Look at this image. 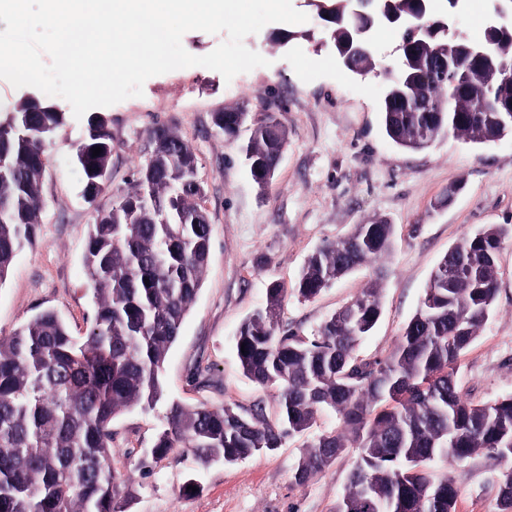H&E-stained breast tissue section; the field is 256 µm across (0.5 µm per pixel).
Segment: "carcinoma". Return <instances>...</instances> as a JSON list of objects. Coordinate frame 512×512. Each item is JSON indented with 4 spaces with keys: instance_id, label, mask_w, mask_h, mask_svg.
Returning a JSON list of instances; mask_svg holds the SVG:
<instances>
[{
    "instance_id": "cac0c4a2",
    "label": "carcinoma",
    "mask_w": 512,
    "mask_h": 512,
    "mask_svg": "<svg viewBox=\"0 0 512 512\" xmlns=\"http://www.w3.org/2000/svg\"><path fill=\"white\" fill-rule=\"evenodd\" d=\"M333 15L339 54L358 19L342 5ZM439 20L425 11L423 33L396 30L407 65L381 101L387 137L422 151L447 136L472 145L508 136L512 126L501 118L512 107V31L482 33L485 54L474 59L466 43L437 30ZM350 63L364 74L376 68L367 51ZM235 116L213 115L227 139L237 138ZM64 122V113L40 102L0 106V284L18 251L37 238L46 148ZM149 141L151 157L119 203L94 211L83 268L96 313L83 340L53 310L0 338V512H120L130 497L126 463L112 451V421L163 400L162 367L202 288L211 248L204 189H192L194 150L163 124ZM287 143L273 112L248 130L241 152L259 194ZM112 149L108 118L90 116L74 153L83 191L101 192L96 183L108 177ZM393 236L394 225L376 219L308 255L293 288L305 300L360 266L374 267L370 283L310 335L283 328L288 289L277 281L240 323L235 348L243 373L277 390L275 418L258 404L243 410L173 401L153 462L189 448L202 464H233L282 447L331 409L340 428L312 439L294 479L304 484L346 449H358L335 512H457L453 481L423 465L477 453L503 467L498 507L512 512V395L475 404L458 385L460 360L494 309L497 255L512 240V225L487 224L449 248L392 350L363 361L355 349L381 316Z\"/></svg>"
}]
</instances>
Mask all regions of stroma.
<instances>
[{
    "instance_id": "35a3bbf8",
    "label": "stroma",
    "mask_w": 512,
    "mask_h": 512,
    "mask_svg": "<svg viewBox=\"0 0 512 512\" xmlns=\"http://www.w3.org/2000/svg\"><path fill=\"white\" fill-rule=\"evenodd\" d=\"M308 20L306 36L280 45L282 26L266 25L244 44L269 64L225 81L216 71L193 66L149 78L143 94L104 110L112 123L109 186L99 204L109 205L129 186L149 150L148 133L163 124L189 142L205 187L203 205L212 227L203 286L170 350L162 372L165 400L154 411L133 409L112 422L116 455L134 465L126 512H334L357 458L348 449L308 483L293 479V466L313 433L334 429L331 411L318 414L312 432L290 437L282 448L232 465L194 463L186 448L171 449L151 472L137 465L165 425L167 404L187 407L234 403L277 411V391L242 373L234 336L240 323L265 300L271 281L292 286L308 255L323 241L348 234L354 225L383 217L395 226L377 326L356 355L371 361L393 348L416 313L433 269L448 249L486 224L512 225V138L470 146L445 137L423 151L395 147L379 112L396 44L392 29L373 38L374 73L352 77L328 46L329 29L303 0H292ZM65 123L47 150L43 176L46 206L34 244L23 247L0 283V336L51 309L83 338L95 305L83 269L93 210L82 197L83 178L72 145L87 122L68 102L53 100ZM275 112L288 131V146L266 194H259L238 144L213 123L225 108L261 107ZM459 184L454 203L435 201ZM372 277L360 268L310 301L289 297L285 328L310 333L358 294ZM494 310L461 359L463 396L490 402L512 394V240L497 258ZM434 476H448L460 491L458 512H498V466L476 455L460 463H428ZM195 491H185L186 482Z\"/></svg>"
}]
</instances>
